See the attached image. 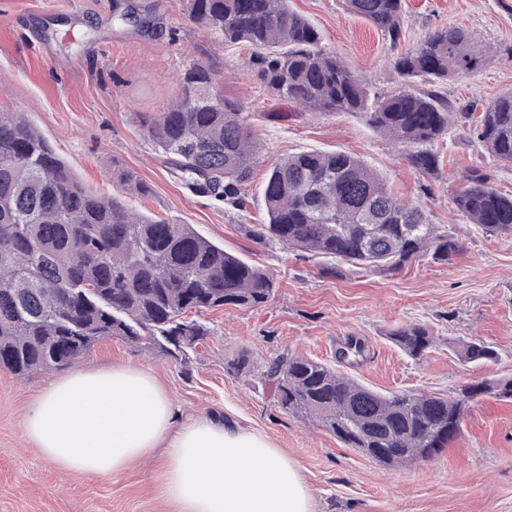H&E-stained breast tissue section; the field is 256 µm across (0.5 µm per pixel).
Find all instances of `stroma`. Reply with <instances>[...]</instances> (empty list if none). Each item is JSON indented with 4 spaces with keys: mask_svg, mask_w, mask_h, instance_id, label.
Listing matches in <instances>:
<instances>
[{
    "mask_svg": "<svg viewBox=\"0 0 512 512\" xmlns=\"http://www.w3.org/2000/svg\"><path fill=\"white\" fill-rule=\"evenodd\" d=\"M151 15L152 28L117 25V5ZM323 45L371 91L404 86L383 33L346 11L343 0H289ZM188 0H0V110L23 113L89 190L110 195L112 165L134 171L148 187L124 195L138 213L189 224L225 250L264 268L276 284L257 308L227 306L203 314L210 330L188 359L119 338L98 342L75 370L126 365L150 371L183 415H232L295 459L312 492L313 512H512V400L485 397L467 410L461 435L434 457L386 467L343 447L322 428L283 412L259 377L284 351L317 359L384 394L414 391L451 397L463 385L512 376V235H489L459 214L454 196L466 169L512 194V163L451 129L432 147L438 169L414 168L407 151L374 131L361 115L317 114L273 95L251 77L249 46L216 45L188 17ZM442 27H462L495 54L479 70L450 78L451 100L490 102L512 92V0H405L401 49ZM220 63L226 96L240 102L256 130L257 161L241 188L243 207L191 193L135 123L177 93L184 69L207 51ZM303 151L347 152L378 171L402 199L421 201L433 223L463 247L448 261L424 257L400 272H364L288 249L253 242L244 224L266 221L263 186L271 161ZM421 324L436 343L423 357L396 347L390 333ZM361 339V357L338 360L346 337ZM480 341L496 352L485 364L454 350ZM247 355L250 377L228 366ZM56 374L19 378L0 368V512H175L162 495L152 461L119 478L61 472L24 434L33 400Z\"/></svg>",
    "mask_w": 512,
    "mask_h": 512,
    "instance_id": "35a3bbf8",
    "label": "stroma"
}]
</instances>
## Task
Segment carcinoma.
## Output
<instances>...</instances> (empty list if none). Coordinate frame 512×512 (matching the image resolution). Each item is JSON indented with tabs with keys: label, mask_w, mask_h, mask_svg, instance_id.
Wrapping results in <instances>:
<instances>
[{
	"label": "carcinoma",
	"mask_w": 512,
	"mask_h": 512,
	"mask_svg": "<svg viewBox=\"0 0 512 512\" xmlns=\"http://www.w3.org/2000/svg\"><path fill=\"white\" fill-rule=\"evenodd\" d=\"M389 39L392 69L406 86L371 97L318 31L288 0H189V18L222 44L253 49L247 66L273 94L316 113L361 114L410 149L411 164L437 170L428 149L454 126L466 128L498 161L512 163V92L485 104L454 105L439 90L450 76L483 66L463 28L436 30L405 51L403 0H345ZM149 138L192 193L241 207L240 186L256 159L255 135L241 104L224 96L214 59H198L178 78L175 100L141 118ZM122 192L148 188L119 163ZM458 212L490 235L512 234V195L487 186L480 170L463 176ZM267 220L244 225L259 245L297 249L366 271L394 272L429 256L446 261L461 246L432 224L423 205L394 197L384 180L346 152H301L270 163ZM275 288L269 273L224 250L190 224H170L96 194L77 179L46 138L18 112L0 111V368L26 378L62 370L103 339L163 345L174 358L210 334L185 313L260 306ZM392 342L411 357L432 348L422 325L400 328ZM465 362L494 358L492 348L457 346ZM277 405L315 424L375 462L406 466L453 442L471 404L512 399V376L464 385L456 396L383 394L314 358L286 352L263 371Z\"/></svg>",
	"instance_id": "carcinoma-1"
}]
</instances>
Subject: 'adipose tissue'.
Listing matches in <instances>:
<instances>
[{
    "label": "adipose tissue",
    "instance_id": "1",
    "mask_svg": "<svg viewBox=\"0 0 512 512\" xmlns=\"http://www.w3.org/2000/svg\"><path fill=\"white\" fill-rule=\"evenodd\" d=\"M26 434L59 469L115 478L156 461L176 512H312L295 460L231 417L181 420L150 373L125 365L50 382L30 408Z\"/></svg>",
    "mask_w": 512,
    "mask_h": 512
}]
</instances>
